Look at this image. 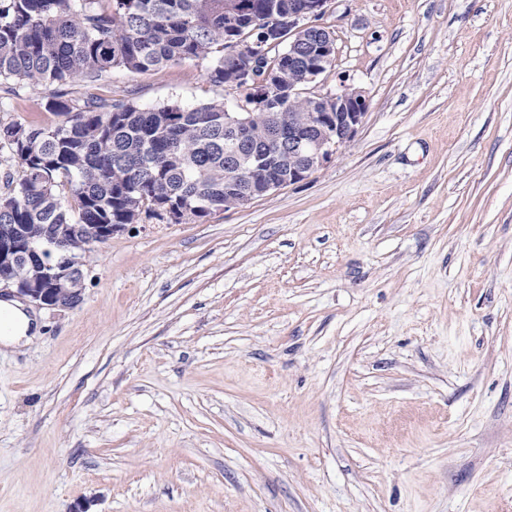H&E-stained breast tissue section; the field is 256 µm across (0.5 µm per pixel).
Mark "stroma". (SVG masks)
<instances>
[{"instance_id": "35a3bbf8", "label": "stroma", "mask_w": 512, "mask_h": 512, "mask_svg": "<svg viewBox=\"0 0 512 512\" xmlns=\"http://www.w3.org/2000/svg\"><path fill=\"white\" fill-rule=\"evenodd\" d=\"M355 139L197 223L113 235L0 349V512H512V0H333ZM205 61L79 96L237 95ZM49 88L0 124L58 123Z\"/></svg>"}]
</instances>
